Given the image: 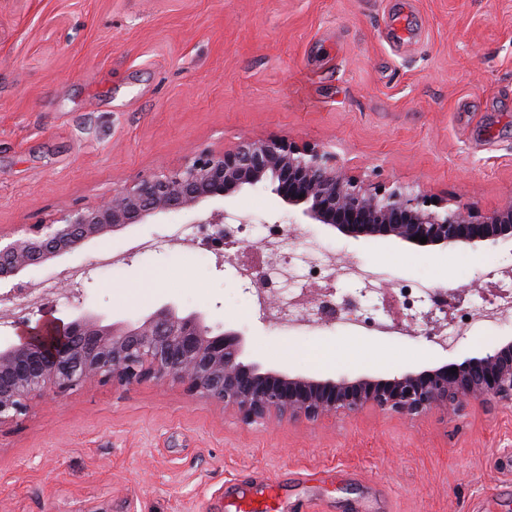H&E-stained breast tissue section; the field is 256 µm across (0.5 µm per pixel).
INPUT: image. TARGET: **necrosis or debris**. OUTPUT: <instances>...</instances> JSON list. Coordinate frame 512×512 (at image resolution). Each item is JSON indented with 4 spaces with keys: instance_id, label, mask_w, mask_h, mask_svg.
Returning a JSON list of instances; mask_svg holds the SVG:
<instances>
[{
    "instance_id": "1",
    "label": "necrosis or debris",
    "mask_w": 512,
    "mask_h": 512,
    "mask_svg": "<svg viewBox=\"0 0 512 512\" xmlns=\"http://www.w3.org/2000/svg\"><path fill=\"white\" fill-rule=\"evenodd\" d=\"M262 244L275 252L277 260L266 269L252 303L270 323L302 334L320 327L323 321L336 318L357 336L370 333L390 338L400 336V328L388 322L377 305H359L354 313L340 315L335 307H313L306 299V284L313 278L328 283L339 279L353 280L359 283L361 293L375 296L380 292V275L374 268L340 265L332 254L313 240L302 242L299 249H290L283 232L277 230L268 231ZM392 286L403 308L417 315L426 309H439L440 297L445 293L444 287L424 281L396 280ZM465 315L461 325H447L438 335L440 346L454 348L459 337L467 335L473 327L512 322V285L505 287L495 300L474 303Z\"/></svg>"
}]
</instances>
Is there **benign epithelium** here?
<instances>
[{
	"label": "benign epithelium",
	"instance_id": "obj_1",
	"mask_svg": "<svg viewBox=\"0 0 512 512\" xmlns=\"http://www.w3.org/2000/svg\"><path fill=\"white\" fill-rule=\"evenodd\" d=\"M271 188L309 224L353 239L389 240L471 249L512 243V200L483 211L406 186L376 184L340 174L336 156L281 138L245 141L222 155L201 153L179 168L139 180L100 204L77 209L51 224H30L25 237L1 243L0 281L72 253L96 238L168 212L197 213V224H222L224 209L205 211L246 188ZM57 332L33 329L22 342L0 348V426L48 390L63 393L94 382L160 383L177 380L253 423L267 417L329 420L373 407L407 419L439 410L459 412L475 401L512 407V336L460 363L392 377L338 379L290 375L239 360L241 332H213L205 315L164 304L136 322L104 324L83 312Z\"/></svg>",
	"mask_w": 512,
	"mask_h": 512
}]
</instances>
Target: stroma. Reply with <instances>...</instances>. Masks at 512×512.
<instances>
[{
	"mask_svg": "<svg viewBox=\"0 0 512 512\" xmlns=\"http://www.w3.org/2000/svg\"><path fill=\"white\" fill-rule=\"evenodd\" d=\"M271 137L336 154L343 174L490 211L512 198V0H0V234L16 239L200 152ZM226 210L291 227L343 261L427 279L462 305L512 247L431 249L290 224L270 190ZM194 219L170 212L93 241L25 281L56 289L0 320L21 328L90 310L138 319L166 303L242 331V361L321 378L388 377L488 351L512 324L453 350L422 320L394 342L338 324L293 336L252 308L237 263L191 241L132 251ZM120 253L121 265L103 257ZM156 288L137 291L144 273ZM274 485L256 512H512V410L472 403L408 420L365 409L329 422L245 423L183 383H96L33 398L0 426V512H222L225 491Z\"/></svg>",
	"mask_w": 512,
	"mask_h": 512,
	"instance_id": "obj_1",
	"label": "stroma"
}]
</instances>
